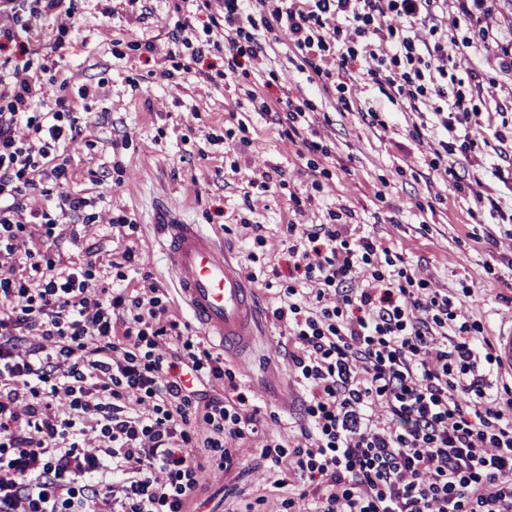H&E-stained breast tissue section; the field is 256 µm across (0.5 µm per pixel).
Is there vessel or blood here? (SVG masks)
<instances>
[{
  "instance_id": "1",
  "label": "vessel or blood",
  "mask_w": 512,
  "mask_h": 512,
  "mask_svg": "<svg viewBox=\"0 0 512 512\" xmlns=\"http://www.w3.org/2000/svg\"><path fill=\"white\" fill-rule=\"evenodd\" d=\"M155 231L176 291L197 327L249 368L258 307L244 271L202 225L167 216ZM493 343L501 371L512 375V322L500 327Z\"/></svg>"
}]
</instances>
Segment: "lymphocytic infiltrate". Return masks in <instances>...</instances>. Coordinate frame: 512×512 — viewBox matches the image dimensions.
Returning <instances> with one entry per match:
<instances>
[{"label": "lymphocytic infiltrate", "mask_w": 512, "mask_h": 512, "mask_svg": "<svg viewBox=\"0 0 512 512\" xmlns=\"http://www.w3.org/2000/svg\"><path fill=\"white\" fill-rule=\"evenodd\" d=\"M457 24L444 25L449 8ZM490 0H270L278 30L320 73L334 57L341 104L355 75L387 83L440 135L444 153L470 157L479 137L503 140L512 88L480 72L459 78L454 58L502 53L482 18ZM65 87L45 95L29 64L0 59V512H190L204 468L187 446L189 413L223 419L205 447L236 457L257 430L245 403L192 398L201 370L177 369L167 309L155 287L133 297L91 287L59 267L27 218L53 236L60 210H28L50 164L80 134L63 112ZM288 278L274 317L288 327L294 371L307 392L306 443L294 470L307 512H512V376L500 373L486 325L419 269L343 225H289ZM30 273L14 274L17 255ZM369 271L359 282V271ZM385 418H376L374 405Z\"/></svg>", "instance_id": "obj_1"}]
</instances>
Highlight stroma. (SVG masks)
<instances>
[{
    "label": "stroma",
    "mask_w": 512,
    "mask_h": 512,
    "mask_svg": "<svg viewBox=\"0 0 512 512\" xmlns=\"http://www.w3.org/2000/svg\"><path fill=\"white\" fill-rule=\"evenodd\" d=\"M71 26L15 0L19 39L47 92L67 83V110L81 134L64 153L67 187L32 191L29 207H58L65 193L86 198L93 223L62 224L44 245L61 266L91 269L97 287L156 285L170 320L201 354L207 344L181 307L152 236L160 214L202 224L223 240L245 273L256 274L262 334L254 372L232 360L233 379L211 380L216 398L243 395L258 408V433L231 470L203 452L193 512H278L286 474L262 455L266 439L303 444L306 392L288 354V329L273 316L287 273L291 224H344L418 265L431 288L464 298L468 315L499 327L512 317V241L490 245L497 213L457 190L447 167L469 171L462 156L435 158V139H414L421 123L389 87L350 86L355 111H339L333 79L309 82L286 34L272 29L269 6L254 0L234 47L218 38L224 0H73ZM188 44H174L179 23ZM203 49L200 60L192 52ZM239 67L229 72V58ZM303 115L289 124V107ZM381 111V124L362 108ZM260 232H253V225ZM133 251V262L123 255Z\"/></svg>",
    "instance_id": "35a3bbf8"
}]
</instances>
